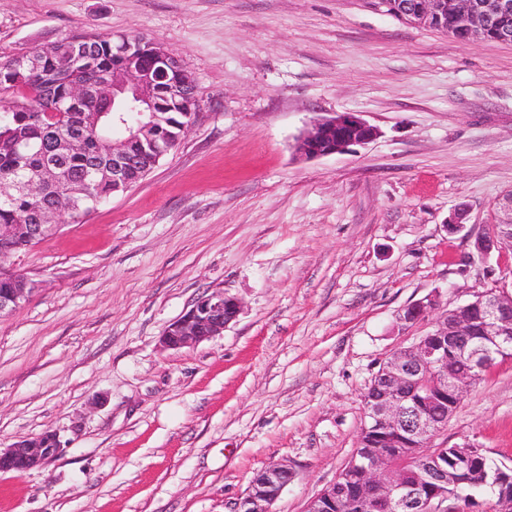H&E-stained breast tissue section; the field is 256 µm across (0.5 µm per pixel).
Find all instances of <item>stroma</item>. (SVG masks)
I'll list each match as a JSON object with an SVG mask.
<instances>
[{"label": "stroma", "mask_w": 512, "mask_h": 512, "mask_svg": "<svg viewBox=\"0 0 512 512\" xmlns=\"http://www.w3.org/2000/svg\"><path fill=\"white\" fill-rule=\"evenodd\" d=\"M77 33L172 49L199 115L141 182L8 259L38 288L0 317V446L52 431L63 451L0 473V512H231L282 459L295 476L274 510L304 512L357 448L380 366L427 330L401 312L512 270V250L473 248L512 190V44L373 0H0L2 59ZM336 112L379 137L299 158ZM215 291L241 301L236 321L163 348ZM466 440L512 466V358L434 442Z\"/></svg>", "instance_id": "obj_1"}]
</instances>
